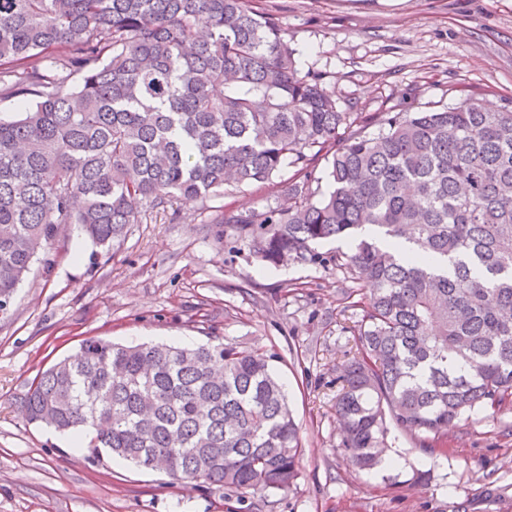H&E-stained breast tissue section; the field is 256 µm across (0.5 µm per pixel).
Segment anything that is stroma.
<instances>
[{
  "label": "stroma",
  "instance_id": "stroma-1",
  "mask_svg": "<svg viewBox=\"0 0 512 512\" xmlns=\"http://www.w3.org/2000/svg\"><path fill=\"white\" fill-rule=\"evenodd\" d=\"M275 14L302 74L344 112H414L468 94L512 99V0H254ZM272 183L133 224L112 250L78 232L37 259L0 318V512H512V405L477 409L434 447L399 434L396 462L357 470L336 416L340 367L356 351L355 309L335 269L264 266L224 247L225 210L283 202ZM196 346L220 338L271 355L304 452L285 491L239 496L174 482L27 421L37 373L82 339Z\"/></svg>",
  "mask_w": 512,
  "mask_h": 512
}]
</instances>
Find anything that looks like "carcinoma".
<instances>
[{"label":"carcinoma","instance_id":"carcinoma-1","mask_svg":"<svg viewBox=\"0 0 512 512\" xmlns=\"http://www.w3.org/2000/svg\"><path fill=\"white\" fill-rule=\"evenodd\" d=\"M1 95L20 99L0 118L1 316L61 227L108 249L149 210L269 183L287 161L288 204L224 212V240L371 285L352 303L359 352L336 397L353 465L380 466L394 430L430 447L512 403L511 100L342 112L252 0H0ZM320 154L333 190L318 197ZM365 227L350 253L315 249ZM23 407L94 461L161 455L176 481L270 494L300 474L284 385L269 357L232 343L89 337Z\"/></svg>","mask_w":512,"mask_h":512}]
</instances>
